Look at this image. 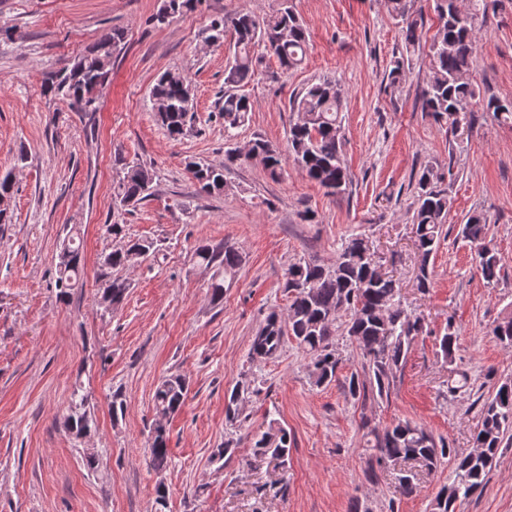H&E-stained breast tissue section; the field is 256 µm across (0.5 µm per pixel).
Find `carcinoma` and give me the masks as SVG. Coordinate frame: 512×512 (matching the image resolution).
<instances>
[{
  "mask_svg": "<svg viewBox=\"0 0 512 512\" xmlns=\"http://www.w3.org/2000/svg\"><path fill=\"white\" fill-rule=\"evenodd\" d=\"M198 0H163V8L176 17L195 7ZM415 0H387L391 16L401 23L402 38L408 53L420 48L425 17L414 9ZM487 0H435V32L428 51V80L421 95V111L446 128L448 139L455 141L467 115L476 106L492 114L501 124L512 127V102L480 96L471 76L475 65L477 45L475 32L487 17ZM229 39L233 56L224 69V136L231 140L234 130L248 121L252 112L250 97L240 88L249 83L255 73V47L262 45L288 71L301 64L308 48V35L296 14L293 0H279V7L270 16L260 19L248 12L213 20L205 40L222 43ZM125 39V31L112 33L41 85V94L53 101L65 103L71 112L89 115L97 111L96 90L109 81L112 58ZM156 122L172 140L195 131L194 98L189 81L179 72L162 74L150 93ZM290 111L297 120L290 124L288 154L297 168L312 181L337 195L345 192L351 178L342 161L343 117L342 91L338 83L323 79L312 83L290 101ZM282 151L270 141L257 137L243 153L234 148L226 152L224 165L216 166L191 157L186 169L208 195L224 192V171L243 158L259 160L269 175L278 177L282 170ZM113 183L117 208L134 207L151 195L156 174L141 163H126ZM453 163L448 173L431 165L422 168L415 183L412 224L418 266L416 287L424 293L431 286L430 260L440 246L444 224L451 209V199L443 187L445 179H453ZM14 184L9 175L0 176V225L9 223V201ZM464 236L477 248V272L488 285L500 278V258L486 242L487 217L474 212L466 218ZM160 251L158 243L139 239L108 254L100 264L99 280L102 294L119 305L125 299L129 284L114 274L126 269L129 256H143ZM199 266L210 273L211 300L219 305L224 301V288L233 282L242 264L237 249L222 245L201 244L195 250ZM85 259L74 237L63 243L58 254L57 296L64 301L79 283L84 273ZM380 260L372 241L362 234L344 239L329 263L313 259H298L284 273V291L288 305L281 312H270L252 339L249 354L254 360L275 356L285 339L293 340L309 358L310 378L316 386L336 379L340 363L336 337L341 336L359 351L364 359L362 373L348 378L347 393L355 401L386 398L390 395L396 373L406 364L417 337L425 333L423 319L408 310L400 282L393 276L378 272ZM500 343L512 346V310L506 312L492 330ZM459 330L453 318H448L445 333L440 339V355L451 363L455 357ZM250 389L247 382L232 390L224 412L228 421L239 417L241 395ZM188 382L181 376L161 380L153 400L157 420L150 439L151 463L157 470L168 466V432L164 420L181 410L185 403ZM66 426L75 437L81 438L96 429V422L87 409V396L75 387L71 393ZM368 447L373 450L370 463L416 461L433 470L443 459H453L448 483L442 485L434 498L433 512H457L461 502L474 496L485 486L487 475L496 461L505 438L512 439V381L501 383L480 409V427L475 435V451L457 454L442 439L426 428L408 420H397L382 430H369ZM291 438L288 431L270 421L265 432L253 442L254 453L271 455L283 470H288Z\"/></svg>",
  "mask_w": 512,
  "mask_h": 512,
  "instance_id": "cac0c4a2",
  "label": "carcinoma"
}]
</instances>
